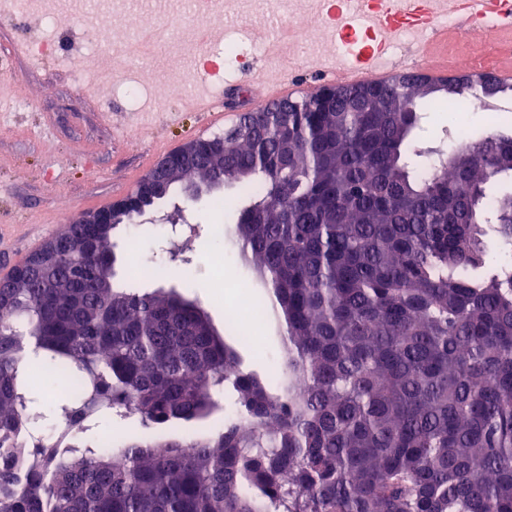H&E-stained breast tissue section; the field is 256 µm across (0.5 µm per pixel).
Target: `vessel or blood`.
<instances>
[{
  "label": "vessel or blood",
  "instance_id": "b4317fda",
  "mask_svg": "<svg viewBox=\"0 0 512 512\" xmlns=\"http://www.w3.org/2000/svg\"><path fill=\"white\" fill-rule=\"evenodd\" d=\"M336 29L334 86L388 80L395 35L415 29L429 74L448 75V33L487 25L512 32V0H316Z\"/></svg>",
  "mask_w": 512,
  "mask_h": 512
}]
</instances>
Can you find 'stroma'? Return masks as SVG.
<instances>
[{
  "instance_id": "stroma-1",
  "label": "stroma",
  "mask_w": 512,
  "mask_h": 512,
  "mask_svg": "<svg viewBox=\"0 0 512 512\" xmlns=\"http://www.w3.org/2000/svg\"><path fill=\"white\" fill-rule=\"evenodd\" d=\"M153 16L155 36L138 49L125 29L128 14ZM305 19L310 41L305 52L283 43L296 56L303 80L298 92L311 95L327 84L322 65L336 54V38L311 0H24L16 11L0 0V277L37 251L49 238L89 208L90 202H114L149 171L148 164L183 143L232 129L242 112L257 108L259 93L242 94L223 126L207 123L185 108V94L221 99L229 88L274 77L278 61L268 51L270 38L259 20L266 15ZM106 21L112 30L109 50L91 47L85 17ZM29 39L53 41L43 55L17 54L11 47ZM87 73L109 71L116 80L86 94L74 64ZM166 110H158L157 101ZM183 223L197 227L186 260H172L166 225L133 224L113 237L117 271L133 258L171 264L167 279L144 274L139 291L179 286L190 280V299L203 307L216 329H224V306L237 299L258 302L266 293L253 269L241 258L233 236L209 239L207 228L231 224L228 212L208 201L187 205ZM136 250H129V240ZM224 254V272L212 267ZM258 344L228 336L242 367L278 387L284 371L286 328L277 321L254 323Z\"/></svg>"
}]
</instances>
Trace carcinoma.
Here are the masks:
<instances>
[{"label":"carcinoma","instance_id":"1","mask_svg":"<svg viewBox=\"0 0 512 512\" xmlns=\"http://www.w3.org/2000/svg\"><path fill=\"white\" fill-rule=\"evenodd\" d=\"M388 112L305 97L281 136H213L233 234L287 329L288 381L242 369L176 289L115 281L114 224H70L0 292V512H512V120L415 148L455 94L376 83ZM78 382L34 432L29 352ZM232 390L236 412L182 439ZM102 413L142 431L77 449ZM121 456L125 463L113 464Z\"/></svg>","mask_w":512,"mask_h":512}]
</instances>
